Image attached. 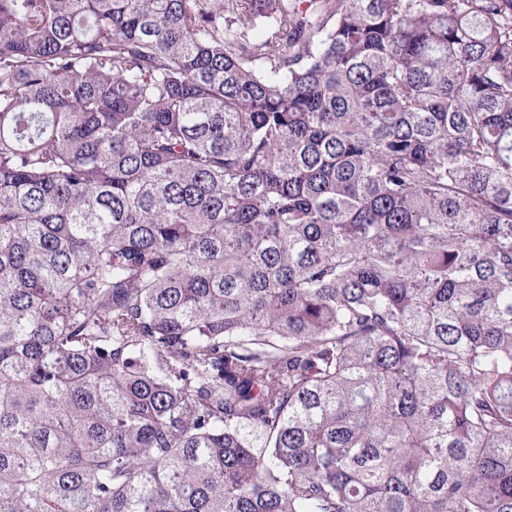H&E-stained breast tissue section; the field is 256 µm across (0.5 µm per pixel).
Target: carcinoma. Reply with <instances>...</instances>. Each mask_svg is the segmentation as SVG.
I'll list each match as a JSON object with an SVG mask.
<instances>
[{"mask_svg": "<svg viewBox=\"0 0 512 512\" xmlns=\"http://www.w3.org/2000/svg\"><path fill=\"white\" fill-rule=\"evenodd\" d=\"M0 512H512V0H0Z\"/></svg>", "mask_w": 512, "mask_h": 512, "instance_id": "1", "label": "carcinoma"}]
</instances>
